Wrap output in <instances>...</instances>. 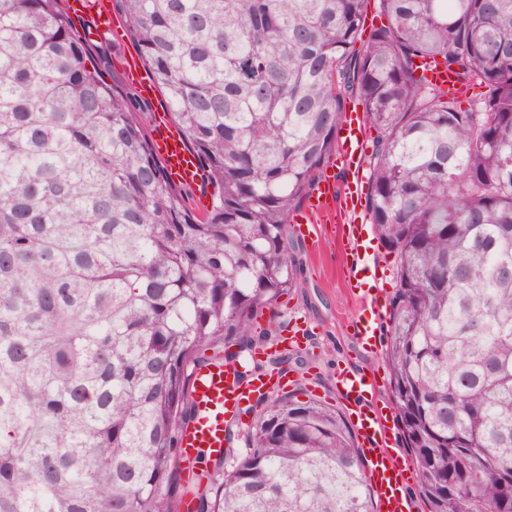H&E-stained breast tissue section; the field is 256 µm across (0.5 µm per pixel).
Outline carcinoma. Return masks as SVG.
Here are the masks:
<instances>
[{
  "label": "carcinoma",
  "mask_w": 512,
  "mask_h": 512,
  "mask_svg": "<svg viewBox=\"0 0 512 512\" xmlns=\"http://www.w3.org/2000/svg\"><path fill=\"white\" fill-rule=\"evenodd\" d=\"M199 157L198 212L62 0H0V512H374L355 436L289 391L184 483L195 366L265 368L288 234L348 101L395 258L385 361L424 512H512V0H112ZM431 59L485 91L469 106ZM213 354H207V351ZM418 73L422 74L430 83L455 92L457 96L465 90L455 74L449 72L443 65L433 63L430 59L418 61Z\"/></svg>",
  "instance_id": "cac0c4a2"
}]
</instances>
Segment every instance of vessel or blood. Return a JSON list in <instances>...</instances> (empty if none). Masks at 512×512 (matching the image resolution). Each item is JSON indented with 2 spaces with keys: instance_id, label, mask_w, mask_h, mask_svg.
I'll list each match as a JSON object with an SVG mask.
<instances>
[{
  "instance_id": "1",
  "label": "vessel or blood",
  "mask_w": 512,
  "mask_h": 512,
  "mask_svg": "<svg viewBox=\"0 0 512 512\" xmlns=\"http://www.w3.org/2000/svg\"><path fill=\"white\" fill-rule=\"evenodd\" d=\"M125 69L143 97L155 96L157 88L150 74L142 68L137 53L126 55ZM418 72L443 89L458 94L463 91L459 78L432 60L419 61ZM151 138L170 179L194 189L196 208L206 209L209 194L204 189V171L168 111L154 112ZM366 138L363 112L350 109L338 135L336 160L324 170L316 193L303 208L298 226L305 237L315 238L318 233L315 215L327 212L329 206H336L340 215L336 227L347 245V285L362 300L351 325V335L363 350L373 352L378 348L388 308L380 289L367 285L368 280L376 279L378 263L363 212ZM289 384V379L276 373L241 377L239 367L234 364L196 366L191 380L194 417L182 429L178 448L185 479L197 475L202 460L223 456L227 444L226 423L235 421L244 407L274 394L276 388H288ZM335 387L361 446L376 512H413L415 505L407 493L410 464L398 442L394 411L377 399L376 378L350 365L337 371Z\"/></svg>"
}]
</instances>
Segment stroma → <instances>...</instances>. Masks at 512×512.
<instances>
[{
    "mask_svg": "<svg viewBox=\"0 0 512 512\" xmlns=\"http://www.w3.org/2000/svg\"><path fill=\"white\" fill-rule=\"evenodd\" d=\"M322 245L312 248L310 240H300L303 254L302 286L279 300L275 325L300 318L308 323L311 334L300 345L302 364L295 376L311 391L313 398L340 407L333 379L338 367L351 364L378 371V397L391 404L390 373L382 353L362 352L352 340L350 323L358 311V302L346 287L347 271L342 266L340 243L330 225L322 227Z\"/></svg>",
    "mask_w": 512,
    "mask_h": 512,
    "instance_id": "35a3bbf8",
    "label": "stroma"
}]
</instances>
